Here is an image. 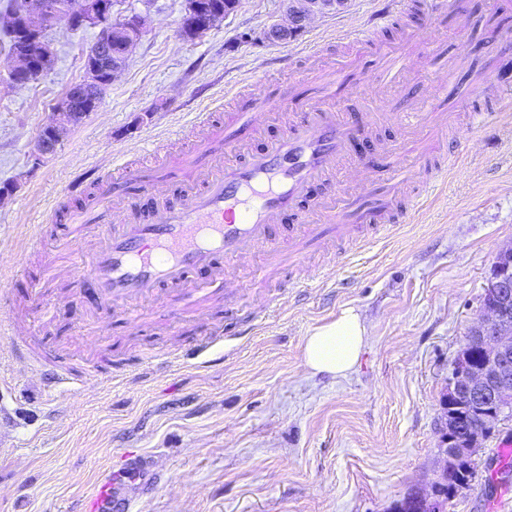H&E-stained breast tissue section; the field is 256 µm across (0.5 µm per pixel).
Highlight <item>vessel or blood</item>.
Listing matches in <instances>:
<instances>
[{"instance_id":"b4317fda","label":"vessel or blood","mask_w":512,"mask_h":512,"mask_svg":"<svg viewBox=\"0 0 512 512\" xmlns=\"http://www.w3.org/2000/svg\"><path fill=\"white\" fill-rule=\"evenodd\" d=\"M446 14L458 28L466 27L465 0H432L425 26H438ZM400 33L398 41L375 51L381 82L395 83L407 68L409 50L421 43L420 29L405 24ZM497 60L490 77L497 90L462 104L461 113L482 128L512 110V46L500 49ZM301 68L312 72L315 95L301 93L302 79L281 83L258 111L231 113L224 125H211L207 136L184 151L177 166H162L165 180L174 185L169 195L157 196L152 182L142 181L140 205L149 213L148 222L119 217L112 204L115 183L108 174L87 176L90 189L80 205H52L47 223L56 225L58 235L77 249L84 268L57 265L46 254L43 237L34 235L38 250L45 253L39 273L44 288L66 281L71 293L87 297L96 309L121 312L127 320L139 317L129 309L130 301L176 293L202 323L208 311L200 300L214 296L232 280L238 264L253 255L261 257L253 274L262 282L274 270L304 264L315 251L329 252L337 243L356 239L352 214L380 233L412 223L447 175L448 165L411 171L403 157L411 154L423 163L450 147L459 113L446 110L437 95L399 112L376 106L359 115L347 100L355 83L349 65L329 62L316 48L303 57ZM273 114L285 119L280 133L265 139L261 149H246V141ZM382 125L399 129V149L381 147L368 161L355 155L356 141ZM351 169L363 176L361 194L308 206L316 182ZM84 512L132 510L118 479L107 474Z\"/></svg>"}]
</instances>
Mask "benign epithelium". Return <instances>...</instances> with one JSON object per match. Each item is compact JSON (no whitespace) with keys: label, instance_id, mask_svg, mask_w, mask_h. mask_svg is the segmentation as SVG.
<instances>
[{"label":"benign epithelium","instance_id":"7a95c632","mask_svg":"<svg viewBox=\"0 0 512 512\" xmlns=\"http://www.w3.org/2000/svg\"><path fill=\"white\" fill-rule=\"evenodd\" d=\"M348 0H281L283 18L265 27L257 40L288 43L304 32L318 16L346 8ZM239 0H186L179 22V36L202 38L235 11ZM114 0H18L9 13L11 64L9 82L24 86L31 72L51 66L55 53L45 37L47 28L63 20L71 31L98 28L92 52L84 61L83 79L72 85L55 105L32 151L33 167L52 157L64 133L77 126L76 113L86 117L97 111L107 88L126 65L128 56L141 39L148 20L140 14L113 19ZM483 313L470 335L482 345L483 364L474 368L468 356L459 353L448 378L446 400L468 401L479 414L484 431L512 414V247L498 252L482 301ZM446 465L473 459L480 436L460 430L453 416L442 428ZM401 512H439L437 502L417 493L404 499Z\"/></svg>","mask_w":512,"mask_h":512}]
</instances>
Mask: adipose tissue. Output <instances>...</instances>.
Instances as JSON below:
<instances>
[{
	"instance_id": "adipose-tissue-1",
	"label": "adipose tissue",
	"mask_w": 512,
	"mask_h": 512,
	"mask_svg": "<svg viewBox=\"0 0 512 512\" xmlns=\"http://www.w3.org/2000/svg\"><path fill=\"white\" fill-rule=\"evenodd\" d=\"M367 329L354 308L315 328L303 349L305 367L312 374L346 376L357 364L367 342Z\"/></svg>"
}]
</instances>
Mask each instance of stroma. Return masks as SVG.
<instances>
[{
    "label": "stroma",
    "instance_id": "35a3bbf8",
    "mask_svg": "<svg viewBox=\"0 0 512 512\" xmlns=\"http://www.w3.org/2000/svg\"><path fill=\"white\" fill-rule=\"evenodd\" d=\"M378 0H350L344 12L316 18L293 42L253 44L242 33L281 17L280 0H241L202 39L178 34L185 0H118L116 15L149 23L101 107L65 133L39 169L31 153L53 105L84 76L96 31L47 29L53 68L25 86L0 80V184L16 183L0 201V323L41 350L68 354L74 372L95 355L119 379L105 389L89 380L72 394L50 395L46 360L31 372L0 357V512H79L106 470L143 460L145 476L127 483L135 512H395L409 494H429L445 466L441 424L452 363L482 311L498 251L512 246V119L481 130L461 127L456 166L416 215L385 238L362 225L363 247L310 257L303 281L278 274L269 288L249 271L234 280L250 292L229 319L242 333L224 339V361L208 367L179 360L200 330L172 327L178 300L161 297L128 323L93 318L77 300L29 301L28 270L39 255L27 237L50 203L90 167L110 171L136 162L160 143L177 154L175 130L205 135L200 114L218 109L227 86L245 81L272 93L268 77L298 59L317 35L362 33ZM414 80L421 95L448 81L449 62L496 60L480 23L426 34ZM359 312L368 343L344 378L311 374L306 336L344 307ZM174 357L146 373L144 354ZM512 436V418L483 441L477 477L447 512H489L500 500L512 512V476L496 461ZM154 485H147V478Z\"/></svg>",
    "mask_w": 512,
    "mask_h": 512
}]
</instances>
